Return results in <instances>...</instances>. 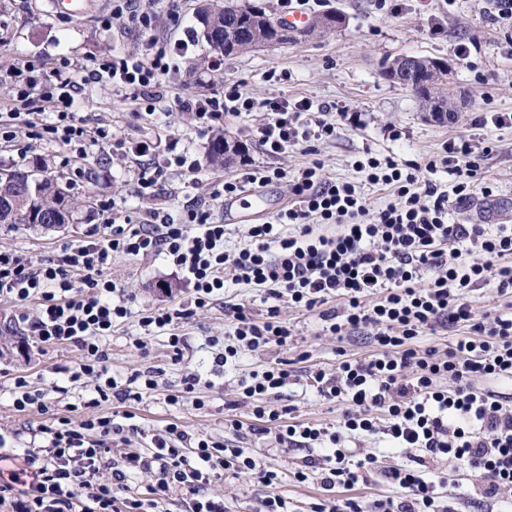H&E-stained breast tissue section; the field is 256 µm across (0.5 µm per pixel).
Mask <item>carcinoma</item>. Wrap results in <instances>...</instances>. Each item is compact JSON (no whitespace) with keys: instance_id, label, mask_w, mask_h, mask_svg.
<instances>
[{"instance_id":"carcinoma-1","label":"carcinoma","mask_w":512,"mask_h":512,"mask_svg":"<svg viewBox=\"0 0 512 512\" xmlns=\"http://www.w3.org/2000/svg\"><path fill=\"white\" fill-rule=\"evenodd\" d=\"M203 26V37L210 53L230 56L253 50L254 43L263 40L284 44L292 39L286 30H278L268 22L271 15L251 6H242L235 0H203L197 8ZM342 23L341 16L322 14L312 21L307 34L326 32ZM414 67L413 81L418 84L416 97L426 111L453 114L463 111L466 101H458L444 92L448 71L431 57L406 56L395 58L384 67L383 74L392 80L405 77L407 64ZM209 162L217 167L224 161V131L215 134L208 148ZM66 177L62 174L45 178L34 187L29 172L0 167V224H51L74 220L81 202L71 201L62 186Z\"/></svg>"}]
</instances>
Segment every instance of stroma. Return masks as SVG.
<instances>
[{
	"label": "stroma",
	"instance_id": "obj_1",
	"mask_svg": "<svg viewBox=\"0 0 512 512\" xmlns=\"http://www.w3.org/2000/svg\"><path fill=\"white\" fill-rule=\"evenodd\" d=\"M150 2L157 17L154 37L174 41L182 38L187 27L195 34L192 61L182 64L179 73L166 81L169 96H205L235 85L258 101L306 97L361 115L359 125H339L335 138L317 143L315 153L292 147L277 157L266 156L244 132L245 125L262 120V113L225 117V136L243 144L255 164L279 167L292 174L312 159H321L324 178L355 182L372 207L379 208L392 196L382 186L368 183L357 169L359 161L372 155L391 156L401 164H423L440 154L446 140L466 138L480 151L478 179L490 184L493 194L463 204L449 201V211L462 224L512 225V126L475 122L476 117L485 114H512V31L492 23L490 0H454L450 5L445 0H401L403 8L397 14L380 7L378 0H309L305 9L310 17L333 11L342 14V24L325 35L226 58L217 72L198 69L193 64L194 59L206 53L203 27L195 15L198 0ZM102 3L101 10L91 16L72 19L48 14L46 0H0V68H8L22 57H38L51 66L63 56L83 64L102 54L137 53L147 36L119 20L113 21L111 27H103L101 20L110 14L112 0ZM437 24L441 25L442 34H432L431 29ZM401 55L428 56L449 63V94L465 96L469 101L457 121L437 124L426 120L419 100L383 76V63ZM76 106L89 125L111 123L115 139L129 144L154 141L173 132L179 134L183 144L202 161L198 182L194 189H185V175L169 168L159 181L160 195L153 205L177 223L191 206L211 209L214 221L223 222V205L212 201L210 194L214 185L225 177L243 173L244 168L236 162L217 169L207 162L210 138L196 128L190 113H170L160 105L154 115H145L140 102L108 82L85 86L76 97ZM38 164L51 173L64 174L70 193L78 198L90 197L91 205L82 209L77 223L64 232L0 224V246L38 257L56 254L66 243L83 238L92 225L100 223L99 203L107 199L116 202L117 220L136 218L142 213L144 204L132 192L138 173L133 160L92 146L87 160L81 161L64 149L28 139L22 132L14 142L0 143V167L29 170ZM110 274L124 288L134 312L132 318L114 328L108 340L111 375L122 382L137 370L153 367L159 371L158 388L144 395L142 402L131 405L136 422L144 431L139 439L141 446H148L151 434L176 422L189 432L225 442L228 447L262 460L268 469L277 472L275 491L286 501L290 512H309L312 504L329 498L316 469H307L305 482L294 477L296 471L305 469L307 458L320 457V449L291 450L279 444L274 435L248 432L253 419L249 403L239 396L241 383L252 371L278 361L290 362L295 375L290 384L271 396V407H290L287 419L291 422L335 426L342 417L341 404L320 397L310 386L307 374L315 369L333 371L341 348L359 358L367 356L372 348L366 337L337 340L326 331L318 315L285 305L281 317L292 332L287 345L245 351L232 364H217L218 342L232 330L225 305L243 304L247 313L259 321L271 304L264 289L230 281L223 297L197 310L179 327L187 351L184 363L175 365L170 360L167 333L144 338L145 351L134 348V339L141 336L137 317L155 307L185 300L188 288L162 257H119L113 260ZM16 311L12 303L0 302V428L16 432V446H29L34 430L52 418L67 415L81 420L113 413V405L107 403L85 407L90 388L69 383L63 374V367L79 358L75 348L33 343L27 354L19 353L18 342L28 337L29 331L24 327L9 329V320ZM190 369L200 374L197 395L205 406L199 410L191 402L174 403L169 399ZM18 375L27 377L31 388L41 392L43 407L15 411L13 379ZM232 413L245 426L244 431L234 435L224 430V420ZM427 471L447 475L450 484L444 494L451 512H497L496 503L459 495L458 486H471L476 478L458 472L452 462H431ZM209 492L223 498L229 512H257L266 489L257 472L245 471L213 480Z\"/></svg>",
	"mask_w": 512,
	"mask_h": 512
}]
</instances>
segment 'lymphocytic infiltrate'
<instances>
[{
  "label": "lymphocytic infiltrate",
  "mask_w": 512,
  "mask_h": 512,
  "mask_svg": "<svg viewBox=\"0 0 512 512\" xmlns=\"http://www.w3.org/2000/svg\"><path fill=\"white\" fill-rule=\"evenodd\" d=\"M193 36L150 43L146 52L109 55L93 66L60 58L53 67L25 58L0 70V84L12 87L14 102L30 114V138L46 141L84 156L88 146L110 147L109 125L87 126L75 108L80 85L109 81L143 101L153 115L164 100L163 80L186 62ZM39 98H32L33 88ZM177 111L191 113L199 128L223 125L225 115L263 113L247 130L270 156L291 147L314 151L317 142L336 135V125L355 123V115L330 113L326 106L303 98L253 99L238 88L206 97L185 94L173 100ZM52 107V120L33 117ZM444 162L454 177L450 189L433 182L435 161L426 165L399 164L392 157H369L365 169L370 183L392 187L394 202L372 208L356 185L329 181L315 159L295 175L272 166H253L242 177H228L211 197L218 200L241 192L244 184L265 185L287 180V207L272 220L248 228L234 252L224 249V227L210 221L207 211L191 208L185 221L172 223L158 209L147 208L139 223H116L113 206L103 202L99 213L103 231H90L65 245L52 257L37 258L0 248V301L20 307L16 323L29 326L39 343L75 347L79 360L68 366L70 382L92 383L90 406L117 401H141L157 387L152 371H134L125 382L110 373L106 339L132 310L123 288L109 271L116 257L165 256L188 284L187 301L159 307L139 318L141 336L169 331L173 364L185 360L179 324L195 310L209 306L224 292L225 278L265 289L273 304L264 320H253L240 304L230 305L233 341L216 360L228 364L244 350L286 344L291 332L281 317V303L319 312L339 337L361 333L374 350L368 357H342L334 372H310L309 379L324 398L346 405L337 430L287 422L270 408L269 394L287 385L293 372L279 362L252 372L242 393L251 399L256 435L275 433L292 448H323L324 489H352L370 479L399 489V497L373 501L357 497L327 500L311 512H448L443 504L444 477H424L425 460H454L458 468L479 473L477 495L502 500L512 493V405L497 392L476 387L479 379L512 380V313L489 314L474 320L467 294L471 286L491 282L498 293L512 296V226L454 224L448 220V201L469 200L474 192L491 196L490 187H477L478 164L469 140L445 144ZM125 157L151 159L140 169L135 194L155 200L163 170L176 168L196 175L199 160L183 147L180 136L124 148ZM332 224L330 235L314 234L312 224ZM294 233H285V226ZM480 258H469L470 250ZM336 308H329L330 300ZM37 301L27 314L28 301ZM461 328L446 349L415 347L426 331ZM123 423L112 416L67 417L42 425L41 446L17 448L0 433V504L12 512H158L173 493H180L189 512H225L223 500L208 492L213 479L227 472L261 470L269 489L260 512H288L275 493L277 473L262 469L259 460L222 442L187 431L172 422L150 438L149 450L131 447L141 435L133 412ZM383 436L394 447L416 452L415 465L377 468L370 453L354 454L345 446L347 435ZM123 449L113 453L111 442ZM150 473L155 481L146 493L132 490L135 473Z\"/></svg>",
  "instance_id": "f902f5d3"
}]
</instances>
